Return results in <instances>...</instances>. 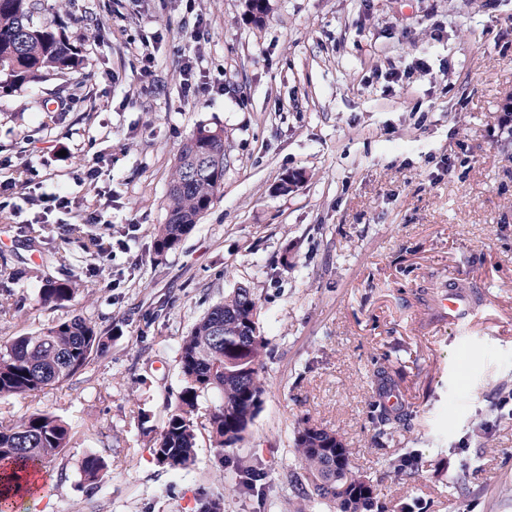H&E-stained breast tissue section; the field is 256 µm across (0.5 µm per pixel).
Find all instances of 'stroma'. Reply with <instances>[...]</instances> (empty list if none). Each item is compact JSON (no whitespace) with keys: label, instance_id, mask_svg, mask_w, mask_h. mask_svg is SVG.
Here are the masks:
<instances>
[{"label":"stroma","instance_id":"1","mask_svg":"<svg viewBox=\"0 0 512 512\" xmlns=\"http://www.w3.org/2000/svg\"><path fill=\"white\" fill-rule=\"evenodd\" d=\"M41 3L83 64L0 91V181L30 182L0 208V343L77 315L110 343L61 385L0 401V421L71 428L17 512H195L202 491L264 512L231 488L238 458L278 496L305 419L342 435L387 512H512V0H268L260 23L247 0ZM201 124L224 131L223 187L161 255L171 172ZM55 187L68 208H46ZM36 268L77 280L75 298L40 304ZM241 284L270 341L263 409L240 452L202 429L191 465L159 464L182 339ZM452 285L483 297L464 327L440 315ZM381 368L412 417L379 446ZM405 452L410 489L388 469ZM91 454L107 464L94 489ZM464 469L468 489L450 488Z\"/></svg>","mask_w":512,"mask_h":512}]
</instances>
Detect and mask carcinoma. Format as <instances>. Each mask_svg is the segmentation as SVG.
I'll return each instance as SVG.
<instances>
[{"label":"carcinoma","instance_id":"carcinoma-1","mask_svg":"<svg viewBox=\"0 0 512 512\" xmlns=\"http://www.w3.org/2000/svg\"><path fill=\"white\" fill-rule=\"evenodd\" d=\"M36 0H0V89L36 84L66 70H77L83 60L64 33L35 17ZM224 181V130L199 126L184 145L171 174L168 220L155 229V249L176 250L211 207ZM79 284L73 280H46L39 302L61 304L74 299ZM257 308L246 286L233 289L213 306L182 340L179 365L184 387L169 411L153 447L156 460L185 468L196 455L197 424L193 414L200 402L211 403L205 429L212 447L222 454L240 447L260 413L267 393L263 377L268 341ZM110 337L80 315L37 334L0 344V399L34 394L57 386L82 370L96 354L109 348ZM407 414L371 404L373 439L391 435V428ZM70 428L46 413L25 414L0 422V476L6 465L42 466L68 447ZM292 452L303 470L283 494L290 512H384L379 508L372 479L349 476L351 451L339 433L304 420L293 428ZM394 476L407 484L418 472L415 456H396L389 462ZM104 461L92 454L82 465L85 482L101 480Z\"/></svg>","mask_w":512,"mask_h":512}]
</instances>
